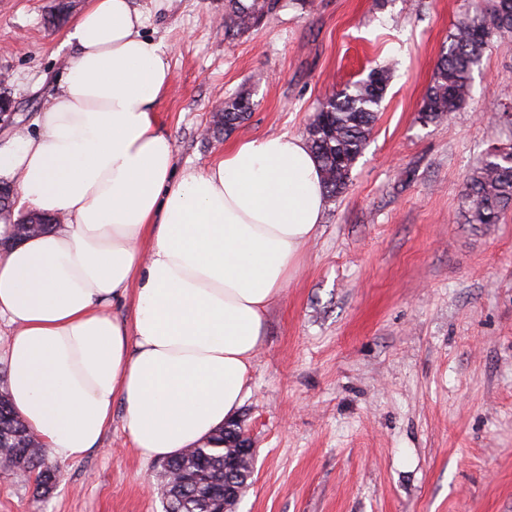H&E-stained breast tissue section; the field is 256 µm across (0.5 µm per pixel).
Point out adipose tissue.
<instances>
[{
	"label": "adipose tissue",
	"instance_id": "1",
	"mask_svg": "<svg viewBox=\"0 0 512 512\" xmlns=\"http://www.w3.org/2000/svg\"><path fill=\"white\" fill-rule=\"evenodd\" d=\"M131 0H90L40 130L0 145V181L65 223L0 224L8 396L52 459L95 448L124 406L146 459L206 442L250 392L270 304L326 209L306 141L241 140L176 172L152 108L173 76ZM132 297L120 319L107 309Z\"/></svg>",
	"mask_w": 512,
	"mask_h": 512
}]
</instances>
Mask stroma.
Returning a JSON list of instances; mask_svg holds the SVG:
<instances>
[{
	"label": "stroma",
	"mask_w": 512,
	"mask_h": 512,
	"mask_svg": "<svg viewBox=\"0 0 512 512\" xmlns=\"http://www.w3.org/2000/svg\"><path fill=\"white\" fill-rule=\"evenodd\" d=\"M173 81L154 106L177 170L234 142L305 136L319 103L371 68L393 75L346 192L329 203L270 306L236 420L255 448L234 512H512V210L488 229L462 216L477 158L512 141V37L472 73L443 124L419 104L470 0H281L225 38L224 0H133ZM53 0H0V72L24 133L58 88L68 25ZM256 104L229 136H203L215 102ZM59 466L49 494L0 473V512H164L158 461L122 429Z\"/></svg>",
	"instance_id": "obj_1"
}]
</instances>
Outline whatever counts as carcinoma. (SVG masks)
Segmentation results:
<instances>
[{
  "instance_id": "cac0c4a2",
  "label": "carcinoma",
  "mask_w": 512,
  "mask_h": 512,
  "mask_svg": "<svg viewBox=\"0 0 512 512\" xmlns=\"http://www.w3.org/2000/svg\"><path fill=\"white\" fill-rule=\"evenodd\" d=\"M280 0H224V35H241L269 20ZM512 35V0H477L476 15H464L449 35L432 83L418 111L423 123H437L466 104L472 92V71L495 36ZM391 68L380 66L369 77L346 85L321 103L307 129V143L322 172L326 200H336L349 186L351 173L366 149L375 126ZM254 103L243 92L224 101L215 128L226 134L248 119ZM466 223L480 228L497 224L512 209V145L485 153L470 170L462 193ZM0 418L7 423L10 456L18 470L36 474V493L53 486L55 471L46 465V448L12 410L8 394H0ZM234 449L205 442L167 461L181 479L162 492L165 512H211L209 491L224 488V456Z\"/></svg>"
}]
</instances>
